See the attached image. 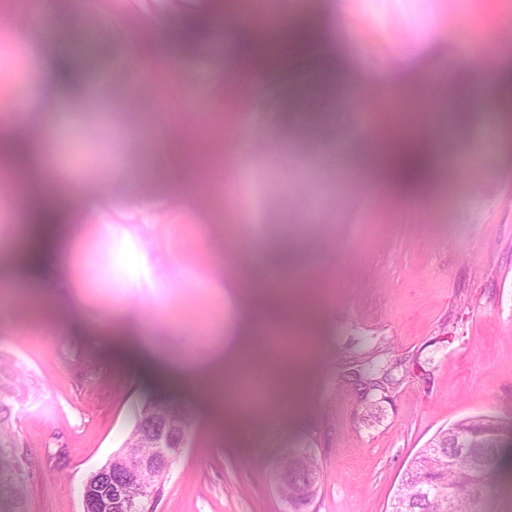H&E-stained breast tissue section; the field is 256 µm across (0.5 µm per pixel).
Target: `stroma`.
Listing matches in <instances>:
<instances>
[{
  "label": "stroma",
  "instance_id": "obj_1",
  "mask_svg": "<svg viewBox=\"0 0 512 512\" xmlns=\"http://www.w3.org/2000/svg\"><path fill=\"white\" fill-rule=\"evenodd\" d=\"M22 18L0 0V93L34 82L27 135L42 184L79 225L69 262L44 284H17L23 211L0 203V362L29 388L14 403L13 441L27 484L16 501L0 481V512H83L87 475L125 444L143 402L164 395L190 413L187 445L153 512H288L280 460L320 466L309 512H388L415 452L455 421L503 424L500 482L482 512H512V135H488L495 108L433 106L432 82L471 77L467 42L486 37L512 0H40ZM100 30L86 77L58 91L50 68L66 32ZM393 84L390 117L368 88ZM453 152L464 183L433 173L422 194L363 185L375 126ZM213 118L224 134L204 153L171 127ZM234 160L232 183L218 178ZM211 175L206 191L194 183ZM87 180L105 193L80 192ZM430 222L418 228L412 208ZM397 213L378 236L368 213ZM285 240L287 261L260 247ZM248 269L230 282L216 257ZM272 293L309 316L288 345L254 349L265 364L305 359L295 396L240 399L254 418L217 422L210 401L151 365L107 351L102 336L142 324L164 354L208 357L233 325L241 288ZM410 363L401 386L367 415L340 365L365 343Z\"/></svg>",
  "mask_w": 512,
  "mask_h": 512
}]
</instances>
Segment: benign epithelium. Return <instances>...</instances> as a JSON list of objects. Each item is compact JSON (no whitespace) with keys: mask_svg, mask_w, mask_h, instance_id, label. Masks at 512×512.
Instances as JSON below:
<instances>
[{"mask_svg":"<svg viewBox=\"0 0 512 512\" xmlns=\"http://www.w3.org/2000/svg\"><path fill=\"white\" fill-rule=\"evenodd\" d=\"M139 428L151 439V453L125 451L93 471L81 489L83 512H128L130 506L124 501V487L147 470L167 472L182 453L186 444L187 430L181 425L166 421L140 418ZM297 495L292 505L308 497L314 476L301 471L295 477Z\"/></svg>","mask_w":512,"mask_h":512,"instance_id":"1","label":"benign epithelium"}]
</instances>
